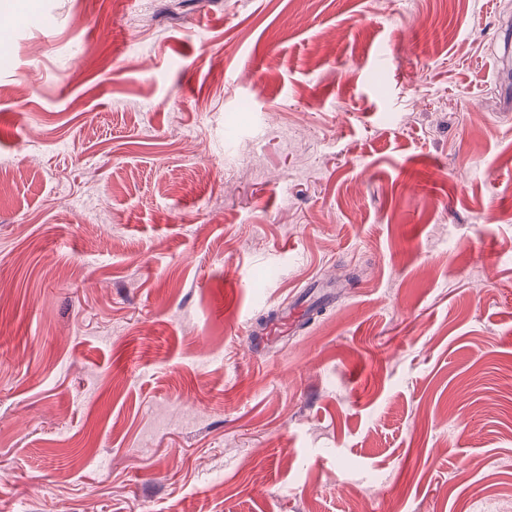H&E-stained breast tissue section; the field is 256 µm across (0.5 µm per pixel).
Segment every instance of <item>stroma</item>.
Here are the masks:
<instances>
[{
    "mask_svg": "<svg viewBox=\"0 0 512 512\" xmlns=\"http://www.w3.org/2000/svg\"><path fill=\"white\" fill-rule=\"evenodd\" d=\"M125 8L0 0V512H512V0Z\"/></svg>",
    "mask_w": 512,
    "mask_h": 512,
    "instance_id": "stroma-1",
    "label": "stroma"
}]
</instances>
